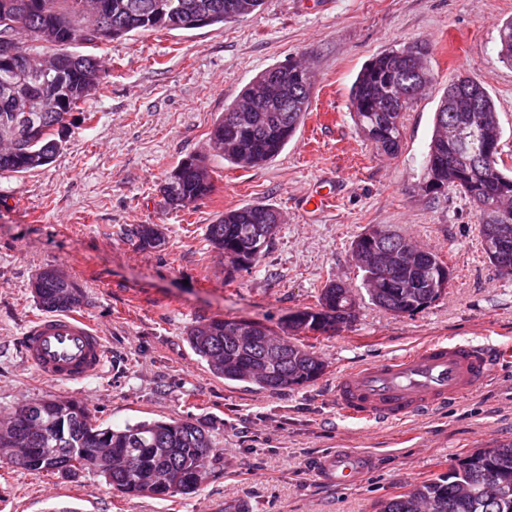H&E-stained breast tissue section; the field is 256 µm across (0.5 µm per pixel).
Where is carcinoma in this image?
Returning <instances> with one entry per match:
<instances>
[{
    "label": "carcinoma",
    "instance_id": "obj_1",
    "mask_svg": "<svg viewBox=\"0 0 512 512\" xmlns=\"http://www.w3.org/2000/svg\"><path fill=\"white\" fill-rule=\"evenodd\" d=\"M263 0H0V38L11 40L16 68L33 54L67 53L72 57L62 94L74 110L104 85L106 72L98 52L137 32L154 29L151 15L165 11L166 29L178 30L182 16L202 9L209 26L222 28L231 16H248ZM500 33L501 56L512 63V20ZM92 49L79 53L72 47ZM415 63L400 56L406 47L391 49L372 59L355 80L350 112L359 133L379 153L394 155L403 138L402 112L433 83L428 66L432 48L414 43ZM45 79L16 83L19 90L0 94V117L22 115ZM312 74L298 63L269 67L254 77L238 100L224 109L209 132L214 156L238 168H254L274 161L293 138L309 107ZM61 113H48L39 139L21 142L12 153L0 148V174L21 175L50 165L59 147L54 124ZM477 129L484 140L500 146L501 129L495 103L487 89L470 77L448 84L440 97L421 190L439 195L449 189L463 193L477 213L481 244L492 237L512 240V175L498 168V160L481 164L463 151L462 128ZM206 158L182 159L160 186L166 207L184 210L213 192ZM281 223V214L264 204H245L224 211L207 225L206 240L230 270L256 265ZM138 249L161 248L164 236L153 224H134L126 233ZM387 255L386 279L374 262ZM352 258L363 272L369 301L397 316L412 315L436 301L451 280L449 265L432 250L374 224L352 243ZM39 305L48 311L79 307L80 285L56 269L45 268L31 282ZM353 300L343 284L329 281L320 288L316 304L288 315L279 331L258 323L257 338L240 340L246 320L210 317L187 331L196 354L210 371L227 381L278 392L317 381L327 368L312 346L309 334L334 333L355 314L345 310ZM39 421L29 422L20 407L0 423V448L10 462L35 473L75 475L100 473L112 489L126 495L167 497L191 495L213 464L217 449L209 431L189 419L143 421L122 428L96 423L88 405L74 399L40 400ZM427 502L432 512H512V445L479 448L458 460L446 474L428 478L381 505V512H418Z\"/></svg>",
    "mask_w": 512,
    "mask_h": 512
}]
</instances>
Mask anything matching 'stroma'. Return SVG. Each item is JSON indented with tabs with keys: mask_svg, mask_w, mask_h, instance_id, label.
<instances>
[{
	"mask_svg": "<svg viewBox=\"0 0 512 512\" xmlns=\"http://www.w3.org/2000/svg\"><path fill=\"white\" fill-rule=\"evenodd\" d=\"M512 0H264L224 27L157 29L111 43L102 90L68 114L52 164L18 177L0 174V418L42 399L83 401L99 423L189 418L219 453L198 491L165 499L118 493L96 472L39 476L0 462V512H376L380 502L488 443L512 444V361L461 402L399 427L337 411V374L432 338L512 348V277L486 258L476 211L450 190L420 188L434 112L448 82L479 80L502 129L512 166V65L499 29ZM417 41L433 48L432 85L402 117L396 155L376 153L357 133L350 89L376 55ZM291 60L310 65L314 90L295 137L271 163L242 169L209 156L216 120L262 70ZM208 155L213 192L189 208H165L159 188L190 155ZM331 177L335 202L305 214L303 196ZM261 203L282 217L259 263L229 271L205 231L225 210ZM157 224L165 243L141 251L123 234ZM383 224L434 250L452 270L436 301L395 317L372 305L351 257L354 238ZM54 267L78 281V312L94 321L107 359L80 385L38 377L21 337L42 315L32 279ZM354 298L351 326L319 337L324 375L277 394L213 375L188 342L203 317H238L276 327L314 304L327 281ZM339 449L376 464L349 486L318 483L313 467Z\"/></svg>",
	"mask_w": 512,
	"mask_h": 512,
	"instance_id": "35a3bbf8",
	"label": "stroma"
}]
</instances>
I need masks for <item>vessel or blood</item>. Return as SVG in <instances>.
<instances>
[{
    "label": "vessel or blood",
    "instance_id": "1",
    "mask_svg": "<svg viewBox=\"0 0 512 512\" xmlns=\"http://www.w3.org/2000/svg\"><path fill=\"white\" fill-rule=\"evenodd\" d=\"M336 194L333 183L323 182L305 197L302 208L318 211ZM22 350L34 371L51 382L80 384L105 367L103 336L75 313L35 318ZM497 360L490 346L435 338L339 372L334 400L346 416L399 426L473 395L489 382ZM372 464L371 455L342 450L323 457L315 472L320 481L343 486L367 474Z\"/></svg>",
    "mask_w": 512,
    "mask_h": 512
}]
</instances>
